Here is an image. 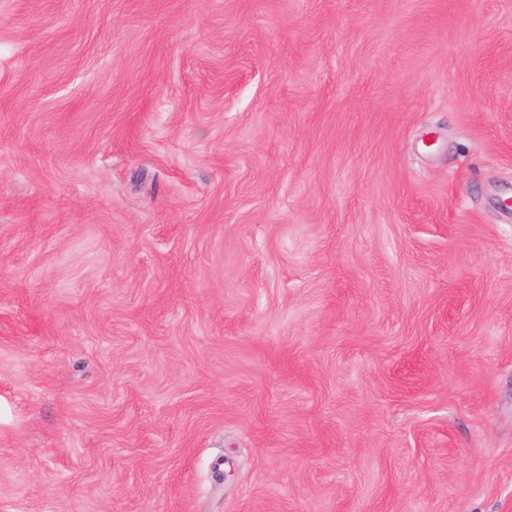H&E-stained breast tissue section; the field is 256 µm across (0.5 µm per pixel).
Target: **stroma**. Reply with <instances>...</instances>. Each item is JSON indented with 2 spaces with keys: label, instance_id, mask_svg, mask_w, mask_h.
I'll return each instance as SVG.
<instances>
[{
  "label": "stroma",
  "instance_id": "1",
  "mask_svg": "<svg viewBox=\"0 0 512 512\" xmlns=\"http://www.w3.org/2000/svg\"><path fill=\"white\" fill-rule=\"evenodd\" d=\"M0 512H512V0H0Z\"/></svg>",
  "mask_w": 512,
  "mask_h": 512
}]
</instances>
